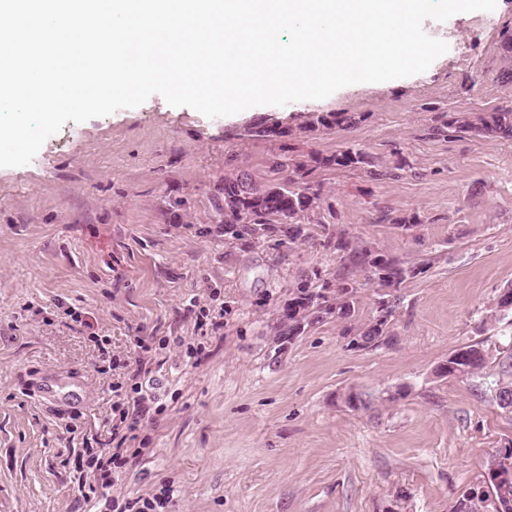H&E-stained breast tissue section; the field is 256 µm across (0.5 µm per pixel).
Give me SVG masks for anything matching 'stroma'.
I'll return each instance as SVG.
<instances>
[{"label":"stroma","instance_id":"obj_1","mask_svg":"<svg viewBox=\"0 0 512 512\" xmlns=\"http://www.w3.org/2000/svg\"><path fill=\"white\" fill-rule=\"evenodd\" d=\"M424 30L449 49L417 75L214 119L155 95L66 123L31 163L0 168V512H89L61 461L107 438L141 340L157 408L125 441L141 454L113 495L166 494L165 512H454L482 485L512 445L494 397L512 321L490 317L512 285V141L434 128L512 107V0ZM336 113L359 122L319 124ZM260 117L287 139L246 137ZM284 143L300 159L361 149L383 175L314 167L322 204L300 239H225V177L265 184ZM412 215L416 228L396 225ZM328 231L415 273L383 286L325 247ZM345 281L349 319L282 342L292 292ZM382 300L385 340L356 347ZM472 342L487 353L480 376H436ZM47 374L81 399L43 404L33 386Z\"/></svg>","mask_w":512,"mask_h":512}]
</instances>
